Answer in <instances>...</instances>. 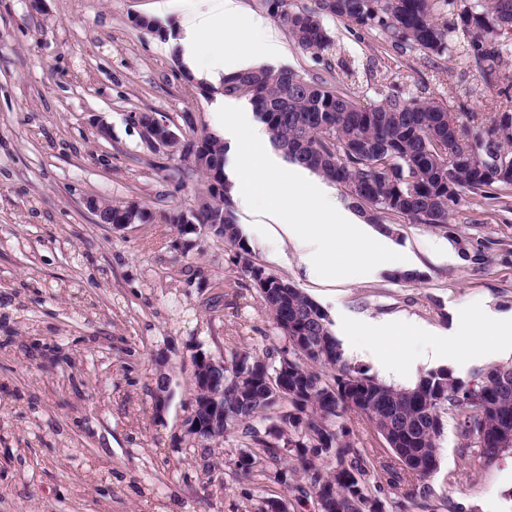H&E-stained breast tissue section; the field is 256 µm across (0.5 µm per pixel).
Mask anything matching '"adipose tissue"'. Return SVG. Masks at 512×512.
Here are the masks:
<instances>
[{
  "instance_id": "1",
  "label": "adipose tissue",
  "mask_w": 512,
  "mask_h": 512,
  "mask_svg": "<svg viewBox=\"0 0 512 512\" xmlns=\"http://www.w3.org/2000/svg\"><path fill=\"white\" fill-rule=\"evenodd\" d=\"M247 24L256 34V45L247 49L241 60L242 65H249L257 60L274 56L281 50L279 41L270 32L265 21L259 17L241 19L235 0H224L221 12L213 14L206 27L202 30L187 34L180 41L183 60L188 69L197 76L210 77L216 74L224 61L218 51L225 36L238 24ZM210 46L213 54L202 58V46Z\"/></svg>"
}]
</instances>
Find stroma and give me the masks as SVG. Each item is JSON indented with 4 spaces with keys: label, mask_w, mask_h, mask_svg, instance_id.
<instances>
[{
    "label": "stroma",
    "mask_w": 512,
    "mask_h": 512,
    "mask_svg": "<svg viewBox=\"0 0 512 512\" xmlns=\"http://www.w3.org/2000/svg\"><path fill=\"white\" fill-rule=\"evenodd\" d=\"M206 11L201 0H0V512H260L272 495L302 512L287 489L303 481L294 457L247 478L235 466L239 432L204 445L185 433L197 353L263 357L283 344L233 249L208 231L184 235L170 224L116 229L85 205L95 196L155 213L193 207L200 177L180 176L178 156L147 146L129 116L153 112L179 125L188 112L197 129L217 126L219 81L187 80L170 42L204 27ZM140 16L163 33L138 27ZM326 26L365 103L400 80L453 109L472 79L461 51L400 57L340 20ZM279 39L282 51L267 66L335 82L337 70L287 32ZM441 68L454 85L439 82ZM101 122L109 138L99 136ZM235 215L256 261L325 309L352 365L377 373L374 324L390 345L389 384L405 371L428 372L424 352L448 335L460 339L455 377L467 381L498 363L472 355L460 319L484 310L512 317V198L478 222L465 198L448 224L392 225L389 240L414 262L412 281L386 269L361 281L309 278L294 245L277 241L279 226L240 204ZM160 370L171 384L158 414ZM340 423L377 463H392L364 417L350 411ZM370 487L409 512H512V451L480 458L451 420L434 474Z\"/></svg>",
    "instance_id": "stroma-1"
}]
</instances>
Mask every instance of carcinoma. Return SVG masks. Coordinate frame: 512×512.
Masks as SVG:
<instances>
[{"instance_id": "1", "label": "carcinoma", "mask_w": 512, "mask_h": 512, "mask_svg": "<svg viewBox=\"0 0 512 512\" xmlns=\"http://www.w3.org/2000/svg\"><path fill=\"white\" fill-rule=\"evenodd\" d=\"M301 50L332 67L335 41L325 20L344 21L350 31L380 38L394 52L441 58L454 48L470 57L478 83L469 97L488 89L484 115L466 102L458 111L406 94L392 82L376 104L363 105L349 84L354 69L342 63L345 79L332 85L293 69L259 66L224 75L221 92L246 97L286 162L345 188L352 207L368 224L390 231L386 219L438 226L463 197L476 214L512 197V0H258ZM198 163L186 174L224 175L223 138L212 132L204 144L190 141ZM213 186L196 199L197 223L215 224L214 235L237 249L243 274L260 273L265 307L285 341L268 362L247 350L230 352L224 372V424L235 428L258 453L245 452L238 468L249 474L278 464L287 452L301 463L313 493L299 486L295 500L315 497L318 512H384L367 476L418 480L437 471L438 448L447 418L476 444L481 457L507 450L498 433L512 432V374L501 364L491 378L464 382L444 369L395 387L349 364L332 334L326 311L285 278L252 259L234 213L231 187L213 201ZM302 337L305 344L296 346ZM348 411L376 428L400 470L379 472L338 424ZM335 459L330 471L325 458Z\"/></svg>"}]
</instances>
